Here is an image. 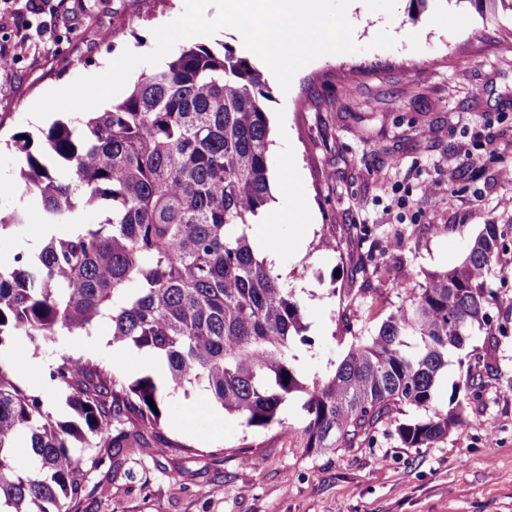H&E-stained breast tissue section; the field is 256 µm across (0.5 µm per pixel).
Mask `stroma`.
<instances>
[{"label":"stroma","mask_w":512,"mask_h":512,"mask_svg":"<svg viewBox=\"0 0 512 512\" xmlns=\"http://www.w3.org/2000/svg\"><path fill=\"white\" fill-rule=\"evenodd\" d=\"M183 4L42 0L34 11L29 0H0V46L14 51L0 69V139L26 131L41 141L54 119L28 111L42 95L102 73L123 50L152 51L153 29ZM47 21L54 34L45 39ZM352 39L356 52L311 62L289 91L269 78L263 102L275 215L252 233L275 254L318 340L298 353L308 381L407 304L425 272L459 263L485 225H512V207L502 205L512 199V15L482 14L470 0H431L417 15L397 0L393 14L358 15ZM469 154L482 167L464 166ZM20 165L0 149V212L22 210L30 222L0 247L1 265L42 247L32 231L41 212L25 203ZM434 181L439 189L427 195ZM325 237L335 248L321 246ZM373 249L383 272L365 280L357 268ZM500 263L505 274L491 284L503 302L492 316L506 336L486 405L432 447H403L389 424L372 447L311 453L292 432L297 403L283 410L286 429H247L193 387L168 399L160 433L198 455L120 449L117 476L92 471L79 512H512V249ZM62 354L117 365L131 380L149 368L143 352L113 345L105 322L39 350L0 349L16 382L58 420L73 416L68 390L48 378Z\"/></svg>","instance_id":"35a3bbf8"}]
</instances>
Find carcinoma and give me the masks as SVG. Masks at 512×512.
Here are the masks:
<instances>
[{"instance_id":"obj_1","label":"carcinoma","mask_w":512,"mask_h":512,"mask_svg":"<svg viewBox=\"0 0 512 512\" xmlns=\"http://www.w3.org/2000/svg\"><path fill=\"white\" fill-rule=\"evenodd\" d=\"M266 87L247 58L197 42L142 73L111 109L55 121L43 146L12 136L43 223L76 228L0 266V347L38 349L105 321L113 344L149 353L159 370L130 381L60 356L49 377L70 391L75 419L58 421L0 365V512H75L89 472L107 458L118 473L112 449L139 447L159 430L165 398L188 386L246 428L283 425L297 399V435L313 452L370 446L406 407L426 417L395 434L406 448H428L484 404L492 354L466 347L503 303L489 281L507 250L498 224L458 264L427 272L410 303L355 337L328 375L301 380L296 352L312 347L304 309L252 235L270 198ZM26 225L22 211L0 217V242ZM462 351L465 379L444 406L439 379L448 354ZM21 438L33 469L17 458ZM157 444L161 454L192 451Z\"/></svg>"}]
</instances>
